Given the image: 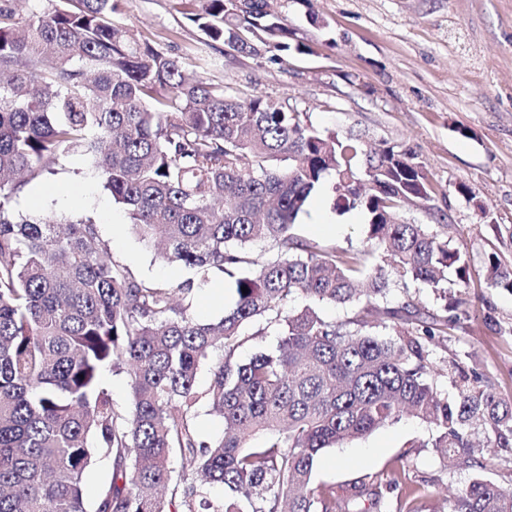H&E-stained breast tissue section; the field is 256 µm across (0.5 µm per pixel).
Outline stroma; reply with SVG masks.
Returning <instances> with one entry per match:
<instances>
[{"instance_id": "35a3bbf8", "label": "stroma", "mask_w": 512, "mask_h": 512, "mask_svg": "<svg viewBox=\"0 0 512 512\" xmlns=\"http://www.w3.org/2000/svg\"><path fill=\"white\" fill-rule=\"evenodd\" d=\"M199 0H120L114 25L177 57L192 76L241 97H269L308 113L315 127L362 137L372 146L415 153L434 188L429 203L400 210L402 220L452 238L466 252L469 281L448 277L467 317L432 345V379L451 392L447 364L481 377L512 402V291L488 287V255L512 265V0H275L291 49L281 61L264 45L241 52L207 42L189 16ZM23 215L92 214L113 260L136 278L181 283L192 276L141 241L89 164L71 163L27 185L14 199ZM330 221L320 232L316 223ZM366 217L333 213L328 194L313 199L296 226L305 238L367 246ZM235 301L223 273L195 282L193 314L219 320ZM494 316L491 331L486 316ZM431 428L405 414L369 435L328 449L318 484L345 486L371 473L405 476L420 512L462 491L473 471L446 466L428 448Z\"/></svg>"}]
</instances>
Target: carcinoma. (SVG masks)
<instances>
[{
	"instance_id": "1",
	"label": "carcinoma",
	"mask_w": 512,
	"mask_h": 512,
	"mask_svg": "<svg viewBox=\"0 0 512 512\" xmlns=\"http://www.w3.org/2000/svg\"><path fill=\"white\" fill-rule=\"evenodd\" d=\"M227 2L202 0L191 17L211 41L245 52L247 31L274 61L290 49L268 0L240 12ZM117 8L67 0L20 21L0 5V512H88L84 477L98 457L111 476L95 512H418L417 491L396 479L314 483L326 449L406 411L434 425L427 445L444 462L475 471L448 512H512V486L481 474L470 432L477 423L512 449V402L477 376L443 396L431 377L430 345L464 319L462 301L431 313L392 298L395 287L444 294L448 270L467 275L450 240L395 219L431 199L421 163L320 130L279 102L189 80L177 59L115 26ZM85 159L141 240L202 278L231 279L222 319L192 315V280L131 276L92 216L16 219L22 186ZM325 191L337 214L364 212L380 262L295 233ZM255 241L277 249L257 269ZM484 276L512 291L497 257ZM299 296L306 304L289 309ZM324 304L354 314L331 321ZM270 329L277 349L239 362V348ZM107 370L127 375L128 409L113 402ZM203 407L224 420L221 436L200 432Z\"/></svg>"
}]
</instances>
